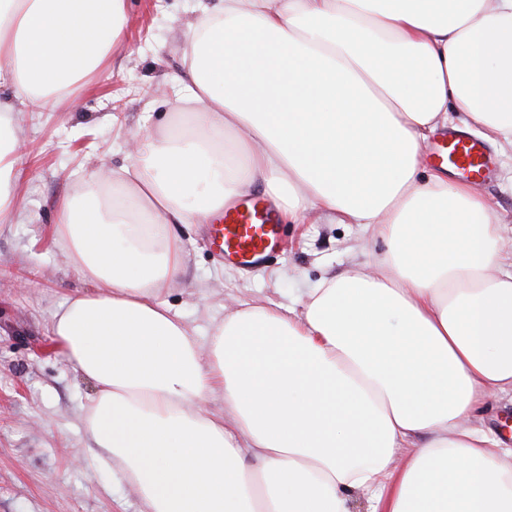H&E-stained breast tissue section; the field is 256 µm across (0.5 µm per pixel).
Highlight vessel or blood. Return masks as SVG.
Instances as JSON below:
<instances>
[{
	"mask_svg": "<svg viewBox=\"0 0 512 512\" xmlns=\"http://www.w3.org/2000/svg\"><path fill=\"white\" fill-rule=\"evenodd\" d=\"M431 162L447 167L467 180L484 181L493 174V157L480 140L451 131L427 152ZM211 247L229 264L242 271L267 261L280 246L276 211L264 199L251 198L224 211L206 227Z\"/></svg>",
	"mask_w": 512,
	"mask_h": 512,
	"instance_id": "1",
	"label": "vessel or blood"
}]
</instances>
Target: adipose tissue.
Returning a JSON list of instances; mask_svg holds the SVG:
<instances>
[{
	"label": "adipose tissue",
	"instance_id": "obj_1",
	"mask_svg": "<svg viewBox=\"0 0 512 512\" xmlns=\"http://www.w3.org/2000/svg\"><path fill=\"white\" fill-rule=\"evenodd\" d=\"M125 22V0H0V224L26 219L19 116L76 105ZM174 102L186 121L59 202L88 287L49 331L96 388L88 462L145 512H350L357 492L371 512H512V448L469 424L512 394V254L473 184L420 176L457 113L512 151V0L201 2ZM255 192L386 249L299 310L225 305L199 338L161 300L174 227Z\"/></svg>",
	"mask_w": 512,
	"mask_h": 512
}]
</instances>
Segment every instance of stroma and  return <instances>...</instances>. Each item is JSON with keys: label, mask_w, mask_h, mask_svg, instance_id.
<instances>
[{"label": "stroma", "mask_w": 512, "mask_h": 512, "mask_svg": "<svg viewBox=\"0 0 512 512\" xmlns=\"http://www.w3.org/2000/svg\"><path fill=\"white\" fill-rule=\"evenodd\" d=\"M128 24L108 72L77 107L29 112L21 122V211L32 224H0V512H143L118 470L86 463L82 407L93 384L52 347L51 316L82 288L52 239L58 204L84 172L126 162L120 135L164 125L175 110L171 83L182 73L194 0H125ZM504 239H512V157L479 184ZM186 246L181 284L166 301L206 335L224 301L286 306L325 276L360 269L384 250L358 224H285L281 248L249 273L224 265L201 224L180 226ZM472 425L512 448V400L495 398Z\"/></svg>", "instance_id": "1"}]
</instances>
